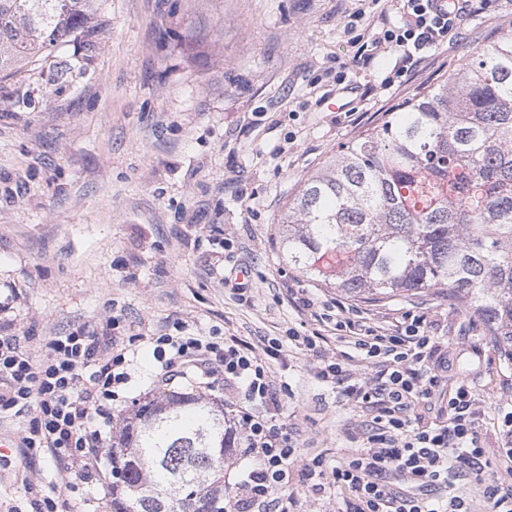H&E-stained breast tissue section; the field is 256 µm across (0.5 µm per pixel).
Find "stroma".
Returning a JSON list of instances; mask_svg holds the SVG:
<instances>
[{
    "instance_id": "obj_1",
    "label": "stroma",
    "mask_w": 512,
    "mask_h": 512,
    "mask_svg": "<svg viewBox=\"0 0 512 512\" xmlns=\"http://www.w3.org/2000/svg\"><path fill=\"white\" fill-rule=\"evenodd\" d=\"M399 0H105L110 22L94 42H71L36 70L0 80V334L41 353L51 337L118 313L131 344V380L112 403L108 434L133 404L162 388L150 336L181 318L263 347L283 382L281 419L301 439L299 462L333 465L355 448L362 416L319 381L289 330L325 336L334 322L304 309L347 301L288 267L278 222L301 180L339 147L378 126L466 53L512 32V0L477 10L396 76L401 53L352 61ZM361 20L351 21L355 11ZM224 239L216 253L212 230ZM245 270L239 292L224 270ZM371 325L427 314L448 350L444 389L467 383L484 412L480 442L500 448L497 421L512 405V361L483 323L446 291L351 302ZM31 412L0 418V512H32L58 470L15 443ZM34 488H27L28 478ZM57 512H112V484L85 483Z\"/></svg>"
}]
</instances>
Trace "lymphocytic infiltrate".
Listing matches in <instances>:
<instances>
[{
    "label": "lymphocytic infiltrate",
    "instance_id": "f902f5d3",
    "mask_svg": "<svg viewBox=\"0 0 512 512\" xmlns=\"http://www.w3.org/2000/svg\"><path fill=\"white\" fill-rule=\"evenodd\" d=\"M402 25L383 30L373 44L387 49L421 51L470 14L476 0H460L457 15L438 13L433 0H402ZM120 316L102 322L100 331L82 324L50 339L34 355L15 336H0V413L34 410L19 436L22 455L40 450L57 463V496L74 493L76 480L98 476L104 437L100 420L110 418L117 387L127 383V350L113 331ZM426 316L405 314L393 327L371 326L336 315L341 342L367 374L338 359L320 355L317 379L336 385L353 407L367 411L360 424L359 446L346 460L327 465L314 457L304 466L308 488L349 491L344 512H471V503L454 484L463 476L477 486L488 512H512V485L496 477V463L512 462V411L499 419L505 444L489 455L478 438L482 415L471 387L440 391L448 370ZM152 342L159 373H189L198 387L223 381L237 398L244 453L252 468L224 504V512H288V485L299 440L280 420V400L264 353L236 337L206 336L177 319Z\"/></svg>",
    "mask_w": 512,
    "mask_h": 512
}]
</instances>
